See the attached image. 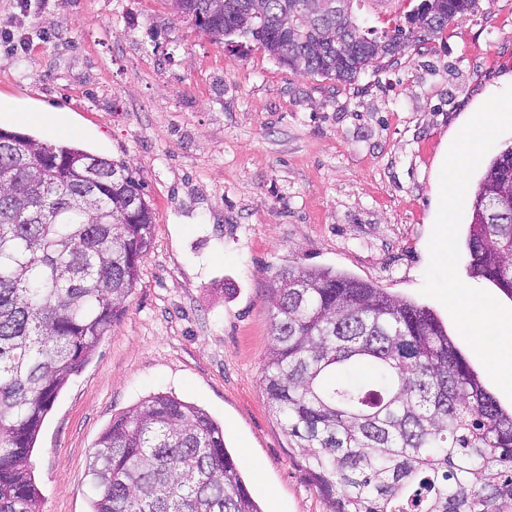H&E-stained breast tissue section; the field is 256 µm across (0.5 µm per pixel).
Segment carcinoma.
Wrapping results in <instances>:
<instances>
[{"mask_svg":"<svg viewBox=\"0 0 512 512\" xmlns=\"http://www.w3.org/2000/svg\"><path fill=\"white\" fill-rule=\"evenodd\" d=\"M361 0H177L216 43L250 39L299 73L352 82L478 8L420 0L393 28ZM0 512H38L30 457L47 412L125 312L155 217L143 183L90 152L0 129ZM469 273L512 297V145L472 203ZM262 385L329 512H512V410L426 306L332 269L268 278ZM361 366L371 375L354 377ZM91 512H261L203 409L157 393L112 419L91 453Z\"/></svg>","mask_w":512,"mask_h":512,"instance_id":"cac0c4a2","label":"carcinoma"}]
</instances>
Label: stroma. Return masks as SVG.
<instances>
[{"label": "stroma", "mask_w": 512, "mask_h": 512, "mask_svg": "<svg viewBox=\"0 0 512 512\" xmlns=\"http://www.w3.org/2000/svg\"><path fill=\"white\" fill-rule=\"evenodd\" d=\"M0 0V128L69 143L144 183L154 240L121 319L47 413L31 455L39 512H89L88 460L156 393L204 409L261 512H328L267 407L269 276L330 267L432 309L420 289L445 137L512 86V0L350 84L259 45L216 44L171 0ZM36 118L52 130L53 135L58 138H64L73 131V125L65 114L54 112L34 113Z\"/></svg>", "instance_id": "1"}]
</instances>
